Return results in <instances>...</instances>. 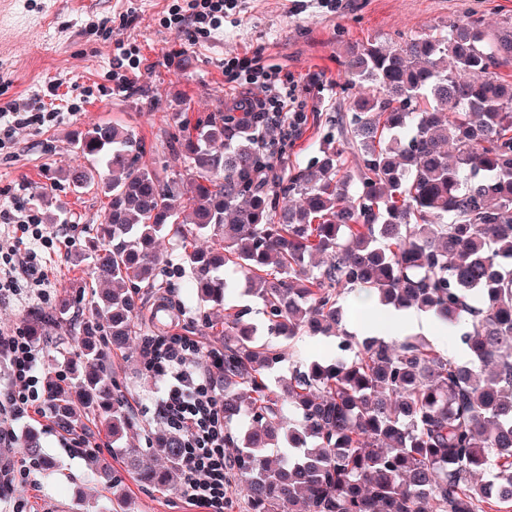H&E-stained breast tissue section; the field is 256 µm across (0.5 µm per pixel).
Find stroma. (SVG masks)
I'll return each mask as SVG.
<instances>
[{
	"instance_id": "obj_1",
	"label": "stroma",
	"mask_w": 512,
	"mask_h": 512,
	"mask_svg": "<svg viewBox=\"0 0 512 512\" xmlns=\"http://www.w3.org/2000/svg\"><path fill=\"white\" fill-rule=\"evenodd\" d=\"M194 0H0V109L18 99L40 107L38 123L13 138L0 134V209L21 206L40 217L52 238L39 247L43 286L25 276L17 292L0 301V329L32 323L39 313L64 312L44 325L37 342L40 369L47 379L78 362L74 324L87 318L83 291L97 287L91 259L85 258L87 225L100 222L107 200L99 188L73 192L65 174L84 165L74 142L101 123L133 131L144 145L143 165L163 176H179L184 166L170 149L182 117L232 112L258 91L248 75L233 66L248 59L255 71L275 72L294 88L303 119L291 131L284 163L275 172L307 163L318 147L327 117L348 106L340 62L346 49L368 42L436 33L476 12L489 28L512 20V0H238L219 28L193 24ZM185 20L168 26L170 13ZM124 57L123 67L114 60ZM176 309L177 331L196 337L207 351L223 348L224 339L208 335L198 304L186 301L184 288L168 292ZM138 329L122 350L103 344L114 384L134 422L126 439L144 448L151 434L163 431L156 413L159 379L140 364L141 339L154 335L153 300L138 303ZM331 338L299 336L291 343L292 360L270 379L288 377L293 366L327 358ZM17 436L0 445V461L20 460V436L30 428L42 434L46 453L57 466L16 479L0 495V512H101L119 481L135 512H208L191 504L180 487L161 491L139 483L112 452V438L82 414L74 432L62 430L54 416L14 422ZM99 444L111 465V480L93 475L92 459L69 448L71 434Z\"/></svg>"
}]
</instances>
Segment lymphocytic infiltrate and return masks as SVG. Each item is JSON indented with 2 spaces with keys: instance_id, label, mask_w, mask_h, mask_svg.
I'll return each instance as SVG.
<instances>
[{
  "instance_id": "f902f5d3",
  "label": "lymphocytic infiltrate",
  "mask_w": 512,
  "mask_h": 512,
  "mask_svg": "<svg viewBox=\"0 0 512 512\" xmlns=\"http://www.w3.org/2000/svg\"><path fill=\"white\" fill-rule=\"evenodd\" d=\"M252 82L260 95L251 103V111L271 115L276 126L288 128L287 88L267 72L254 76ZM0 222L14 227L12 245L0 249V261L5 264L0 297H5L14 291V269L42 282L41 257L34 244L44 234L36 219L19 221L6 209L0 210ZM200 350L198 340L190 336H147L140 355L145 370L161 381L158 416L168 431L184 441L180 469L184 494L210 512H224V488L233 474L224 446V397L213 373L199 372L192 362V355ZM38 356L39 347L28 329L0 333V369L9 379L0 390V444H10L13 421L45 413L48 385L38 375Z\"/></svg>"
}]
</instances>
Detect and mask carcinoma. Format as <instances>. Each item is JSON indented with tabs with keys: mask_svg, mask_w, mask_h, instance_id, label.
Masks as SVG:
<instances>
[{
	"mask_svg": "<svg viewBox=\"0 0 512 512\" xmlns=\"http://www.w3.org/2000/svg\"><path fill=\"white\" fill-rule=\"evenodd\" d=\"M511 62L512 22L491 31L470 16L445 34L354 45L340 61L357 89L348 111L318 155L273 179L259 134L268 117L254 112L184 117L173 144L186 178L142 167V143L123 127L82 134L90 166L68 181L109 198L86 248L112 288L89 301L82 372L50 391L59 423L92 411L139 482L172 485L180 436L151 438L162 468L122 443L131 418L91 340L118 349L136 333L137 301L170 286L157 245L172 234L188 297L224 308L222 325L203 324L224 337V445L252 512L511 508L512 80L497 73ZM100 164L116 177L97 181ZM351 293L461 327L469 359L421 337L346 331ZM249 295L268 334L333 336L335 356L271 387L285 352L261 339L238 300ZM21 448L51 465L38 432ZM110 507L132 512L115 482Z\"/></svg>",
	"mask_w": 512,
	"mask_h": 512,
	"instance_id": "carcinoma-1",
	"label": "carcinoma"
}]
</instances>
